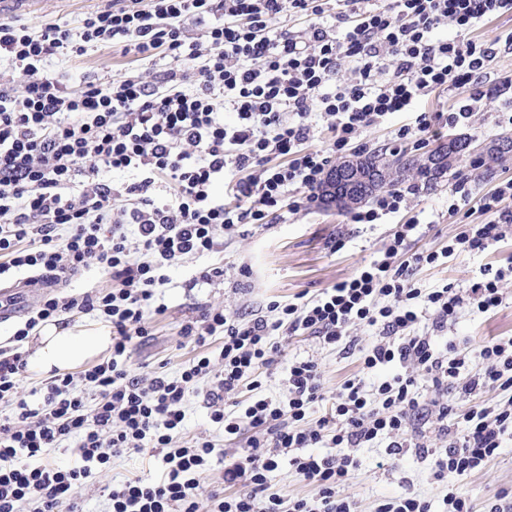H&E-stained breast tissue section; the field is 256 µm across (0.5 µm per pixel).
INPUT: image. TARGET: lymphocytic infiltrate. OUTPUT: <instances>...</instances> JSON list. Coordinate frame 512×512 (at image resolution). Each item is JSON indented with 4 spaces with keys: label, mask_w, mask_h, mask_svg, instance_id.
<instances>
[{
    "label": "lymphocytic infiltrate",
    "mask_w": 512,
    "mask_h": 512,
    "mask_svg": "<svg viewBox=\"0 0 512 512\" xmlns=\"http://www.w3.org/2000/svg\"><path fill=\"white\" fill-rule=\"evenodd\" d=\"M505 13L512 0H112L73 26L35 32L1 20L0 62L26 81L19 92L0 81V276L28 273L56 287L94 267L110 285L45 298L0 347V512H82L75 488L131 454L153 458L161 475L113 483L108 512H201L205 500L208 512H357L341 489L358 466L355 449L379 445L431 459L448 485L444 512H472L464 480L512 442V399L477 398L512 389V339L442 344L437 335L462 311L500 308L512 266L431 290L417 287L413 272L512 235V180L482 198L484 220L461 225L447 250L406 254L419 223L398 225L378 258L314 298L271 301L265 317L208 308L188 318L181 344L195 355L178 375L133 357L164 307L168 269L214 253L218 233L312 206L336 155L361 148L365 132L429 92L474 95L455 112L417 113L396 143L468 122L497 54L470 32ZM286 14L300 28L273 29ZM189 23L200 27V41L186 42ZM442 28L455 37L437 38ZM114 47L143 60L167 57L170 66L77 89L48 66L53 57ZM228 112L234 123L225 122ZM322 123L332 137L318 149L311 142ZM114 170L132 175L117 210L118 191L103 178ZM219 183L231 203L215 196ZM418 192L412 183L385 190L349 220L380 223L410 208ZM74 310L110 328L109 357L20 397L24 340ZM358 325L374 330L369 345L351 336ZM297 334L359 354L364 370L314 422L308 413L325 399L316 360H292L278 394L262 382L278 337ZM192 395L225 437H251L223 470L214 468L223 462L214 438L184 434ZM433 420L446 447L413 440ZM70 442L78 464L55 463L52 453ZM283 462L316 497L286 503L270 492L268 475ZM212 475L218 488L206 485ZM239 484L244 492L224 495Z\"/></svg>",
    "instance_id": "obj_1"
}]
</instances>
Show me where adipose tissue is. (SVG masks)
<instances>
[{"mask_svg": "<svg viewBox=\"0 0 512 512\" xmlns=\"http://www.w3.org/2000/svg\"><path fill=\"white\" fill-rule=\"evenodd\" d=\"M109 342L107 334L78 333L68 325L52 322L33 336L28 367L38 374L72 369L106 349Z\"/></svg>", "mask_w": 512, "mask_h": 512, "instance_id": "ef3b65f1", "label": "adipose tissue"}]
</instances>
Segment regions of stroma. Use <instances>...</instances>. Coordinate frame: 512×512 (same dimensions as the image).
<instances>
[{
	"mask_svg": "<svg viewBox=\"0 0 512 512\" xmlns=\"http://www.w3.org/2000/svg\"><path fill=\"white\" fill-rule=\"evenodd\" d=\"M108 4L109 0H39L32 11L17 12L16 17L37 31L47 23H75L85 13ZM167 65V59L160 56L140 60L117 50L99 49L59 62L56 68L62 78L75 87L88 76L104 80L128 71L148 74L163 70ZM510 73L512 48L499 47L484 81V89L490 98L483 110L468 126L445 128L426 138L415 146V154H426L451 136L464 137L476 145L485 146L501 136L512 135V126L499 125L497 112L501 103L512 99V90H507L500 82L501 76ZM465 96V91L453 90L419 98L413 111L396 113L364 133L363 141L368 151L397 150L394 133L400 126L412 123L415 113L451 111ZM460 176L468 179L471 197L468 221L481 223L483 216L478 202L502 182L512 180V157L497 162L488 160L478 168L466 161L458 164L447 178L423 185L411 209L401 211L383 224H353L347 213L317 204L294 215L270 216L268 224L250 227L244 235L224 234L222 255L189 258L170 268V283L164 295L166 308L151 318L152 336L140 350V361L154 366L163 362L169 373H178L193 356L191 348L179 347V328L197 308L223 307L263 316L271 300L288 301L302 294L317 295L322 289L349 277L363 262L375 258L396 225L411 217H418L420 225L416 235L407 242V253L441 250L459 230L458 224L448 217V197ZM335 240L342 243L336 251L331 248ZM511 258L512 239H507L471 256L422 267L416 270L414 279L423 288H440L449 283L462 287L478 275L480 269L503 266ZM218 261L229 267L248 264L252 276L245 283L228 278L188 288V281L201 268ZM501 288L504 303L500 309L491 314H460L449 323L448 338H465L476 344L492 338H512V279L503 281ZM279 346L280 362L268 383L270 390H278L288 363L294 358H313L321 365L327 399L312 408L310 417L314 420L325 414L328 399L335 397L341 384L361 371L358 356L343 357L338 351L324 347L313 336L283 337ZM356 455L359 466L344 492L356 501L358 512H375L381 502L407 493L427 498L434 512H439L445 485L434 479L430 461L422 460L411 450L391 456L382 448H360ZM130 474L153 477L157 468L144 456L116 459L112 470L93 475L76 489L75 495L85 512H105L107 488L113 478ZM505 489L512 490V445L501 449L496 458L473 472L464 483V490L477 512H482L485 504L495 500Z\"/></svg>",
	"mask_w": 512,
	"mask_h": 512,
	"instance_id": "35a3bbf8",
	"label": "stroma"
}]
</instances>
